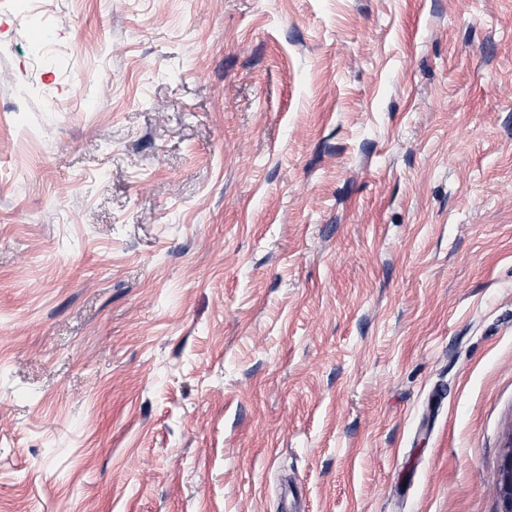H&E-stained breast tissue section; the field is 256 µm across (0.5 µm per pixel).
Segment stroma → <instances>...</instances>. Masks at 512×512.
<instances>
[{"mask_svg": "<svg viewBox=\"0 0 512 512\" xmlns=\"http://www.w3.org/2000/svg\"><path fill=\"white\" fill-rule=\"evenodd\" d=\"M41 7L0 8V512H504L512 0Z\"/></svg>", "mask_w": 512, "mask_h": 512, "instance_id": "35a3bbf8", "label": "stroma"}]
</instances>
